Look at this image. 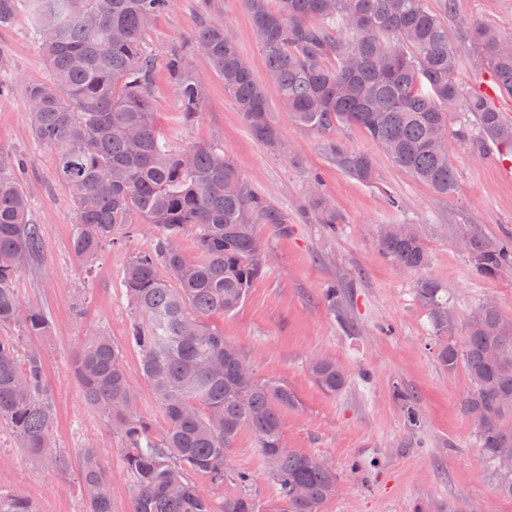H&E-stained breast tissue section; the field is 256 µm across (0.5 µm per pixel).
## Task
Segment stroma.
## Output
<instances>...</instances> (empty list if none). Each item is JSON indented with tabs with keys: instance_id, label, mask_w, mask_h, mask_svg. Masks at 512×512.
Instances as JSON below:
<instances>
[{
	"instance_id": "stroma-1",
	"label": "stroma",
	"mask_w": 512,
	"mask_h": 512,
	"mask_svg": "<svg viewBox=\"0 0 512 512\" xmlns=\"http://www.w3.org/2000/svg\"><path fill=\"white\" fill-rule=\"evenodd\" d=\"M228 24L256 74L265 55L243 0H170L153 21L146 41L155 54L152 91L158 126L172 133L177 147L211 144L233 156L244 178L284 218L263 224L259 236L271 264L233 313L213 316L226 342L251 362L255 376L287 385L295 404L284 410L288 447L322 457L339 476V491L325 512H512V498L499 494L497 476L477 448L476 431L460 409L469 386L464 369L445 370L436 359L438 339L427 310L416 296L423 277L448 290L458 323H465L485 299H496L512 321V269L481 281L470 270L454 240L460 224H477L491 236L512 235V178L502 173L512 158L492 150L472 151L460 132L476 133L471 115L453 112L448 149L453 153L458 188L443 197L396 167L360 129L339 128L324 135L302 131L277 97H270L272 119L283 146L258 142L209 60L195 55L194 69L205 86V104L192 122L176 125L177 96L164 66L168 50L190 47L204 15ZM473 18L512 36V0H453L449 32L458 18ZM48 71L26 13L0 26V153L26 162L23 182L30 213L43 227L45 248L39 262L23 269L17 288L21 300L44 309L51 320L47 336L32 341L19 327H2L20 348L42 354L56 410L53 443L69 458L68 470L53 461L31 460L11 430L0 424V489L30 499L37 512H84L78 464L85 448L102 455L112 495V512H128L132 489L116 453L118 437L85 402L72 361L89 330L109 333L123 352L127 377L142 414L155 429L166 418L140 372V352L129 340L131 315L122 285L130 257L151 251L154 233L137 235L109 247L91 268L70 249L75 209L55 172L54 150L37 145L31 134L24 88L46 80ZM370 153L375 183L340 170L330 143ZM335 205L343 222L336 228L317 223L307 205L312 175ZM403 203L394 211L389 194ZM418 225L427 240L425 270L396 266L377 248L383 225ZM342 289V302L330 310L324 291ZM84 298L86 314L74 319L71 306ZM325 357L340 364L347 385L339 394L322 389L308 363ZM410 395L420 415L411 427L396 391ZM231 464L254 478L261 501L277 497L267 463L250 433H242Z\"/></svg>"
}]
</instances>
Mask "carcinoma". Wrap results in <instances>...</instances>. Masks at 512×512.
<instances>
[{"mask_svg": "<svg viewBox=\"0 0 512 512\" xmlns=\"http://www.w3.org/2000/svg\"><path fill=\"white\" fill-rule=\"evenodd\" d=\"M266 54L265 78L253 71L224 23L206 16L194 37L224 81L253 136L271 149L280 134L271 119L269 94L311 134L337 127L364 131L399 169L435 192L456 190V168L433 142L448 138V113L472 114L478 152L493 144L512 149V121L456 79L463 63L490 69L500 91L512 97V38L467 18L455 40L448 22L424 0H244ZM29 16L49 78L25 87L33 139L55 150L56 175L76 210L70 246L85 264L95 262L119 230L139 225L155 232L153 249L133 255L123 286L132 314L131 339L140 366L167 424L162 434L139 411L121 349L96 331L78 351L73 373L87 404L120 436L121 457L132 486L129 512H324L336 497L338 476L318 456L285 446L282 412L295 404L288 387L239 374L246 358L224 342L209 318L237 310L263 274L270 256L258 224H282L241 175L233 157L210 146L176 149L156 126L151 95L153 57L144 31L168 0H28ZM166 69L182 120L202 111L203 81L191 54L173 48ZM336 166L364 182L375 177L370 154L333 145ZM22 162L0 154V326L17 325L45 336L47 315L24 304L20 272L41 257L42 227L31 218L20 175ZM308 200L320 224H339L336 207L311 177ZM381 234L379 247L396 265L423 270L429 252L421 231L400 225ZM194 232L196 256L181 240ZM474 276L493 280L512 268V236L491 238L476 224H462ZM440 337L437 359L448 371L463 367L469 386L464 415L497 474L498 492L512 497V324L500 308L480 307L455 339L457 323L448 291L432 278L416 288ZM313 379L327 392L346 385L344 371L322 357L310 360ZM29 456L51 448L55 410L47 393L43 358L19 351L0 336V424ZM250 432L270 466L278 496H254L252 477L230 466L237 436ZM79 476L85 512H112L107 471L97 452L84 450ZM223 491L215 505L211 491ZM0 512H35L17 492L0 490Z\"/></svg>", "mask_w": 512, "mask_h": 512, "instance_id": "cac0c4a2", "label": "carcinoma"}]
</instances>
